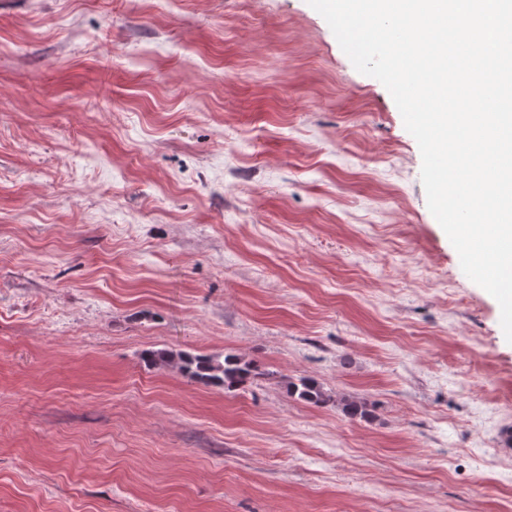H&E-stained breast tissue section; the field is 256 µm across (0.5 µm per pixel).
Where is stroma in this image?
I'll use <instances>...</instances> for the list:
<instances>
[{
  "mask_svg": "<svg viewBox=\"0 0 512 512\" xmlns=\"http://www.w3.org/2000/svg\"><path fill=\"white\" fill-rule=\"evenodd\" d=\"M421 166L307 0H0V512H512V344ZM145 362L149 366H164L175 362L190 380L224 390L243 388L252 380L268 375L257 364L234 354L224 356L221 362L211 357L183 353L175 359L169 352L150 351L145 355ZM287 390L290 396L297 395L299 400L314 406H323L333 402L332 396L312 379H301L299 383L288 382Z\"/></svg>",
  "mask_w": 512,
  "mask_h": 512,
  "instance_id": "35a3bbf8",
  "label": "stroma"
}]
</instances>
